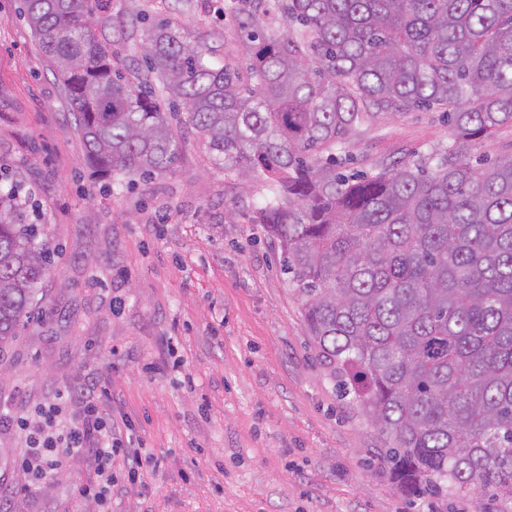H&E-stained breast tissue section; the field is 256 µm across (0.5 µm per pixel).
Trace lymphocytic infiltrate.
Listing matches in <instances>:
<instances>
[{
  "label": "lymphocytic infiltrate",
  "instance_id": "f902f5d3",
  "mask_svg": "<svg viewBox=\"0 0 512 512\" xmlns=\"http://www.w3.org/2000/svg\"><path fill=\"white\" fill-rule=\"evenodd\" d=\"M80 405L78 416L66 422L57 420L58 405H49L39 419L23 420L27 430V446L22 454L21 467L31 479L57 471L73 456H90L97 463L93 483L81 486L85 498L106 499L116 484L112 474V458L122 453L128 480H135L150 463L133 446L130 436L121 427L108 422L98 391L82 390L74 395Z\"/></svg>",
  "mask_w": 512,
  "mask_h": 512
}]
</instances>
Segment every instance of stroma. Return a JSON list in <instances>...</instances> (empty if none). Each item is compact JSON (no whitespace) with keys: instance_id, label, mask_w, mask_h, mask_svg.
Returning <instances> with one entry per match:
<instances>
[{"instance_id":"1","label":"stroma","mask_w":512,"mask_h":512,"mask_svg":"<svg viewBox=\"0 0 512 512\" xmlns=\"http://www.w3.org/2000/svg\"><path fill=\"white\" fill-rule=\"evenodd\" d=\"M223 4L111 11L178 16L188 32H219L226 52ZM73 126L20 0H0V168L29 189L55 252L34 319L0 349V512H512L487 494L449 504L399 491L382 434L308 334L278 240L250 221L266 178L225 176L190 134L172 172L101 179ZM449 137L440 113L415 111L350 152L367 170ZM92 386L111 389L107 413L154 465L102 502L75 493L95 478L88 457L21 494L17 418Z\"/></svg>"}]
</instances>
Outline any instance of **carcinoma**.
Wrapping results in <instances>:
<instances>
[{
    "label": "carcinoma",
    "instance_id": "cac0c4a2",
    "mask_svg": "<svg viewBox=\"0 0 512 512\" xmlns=\"http://www.w3.org/2000/svg\"><path fill=\"white\" fill-rule=\"evenodd\" d=\"M105 0H22V13L103 177L175 168L186 131L227 174H261L251 216L337 389L381 430L403 493L512 501V0H224L212 30L109 13ZM136 42L143 65L121 58ZM451 127L430 155L340 170L355 136L416 110ZM0 186V346L34 317L49 271Z\"/></svg>",
    "mask_w": 512,
    "mask_h": 512
}]
</instances>
